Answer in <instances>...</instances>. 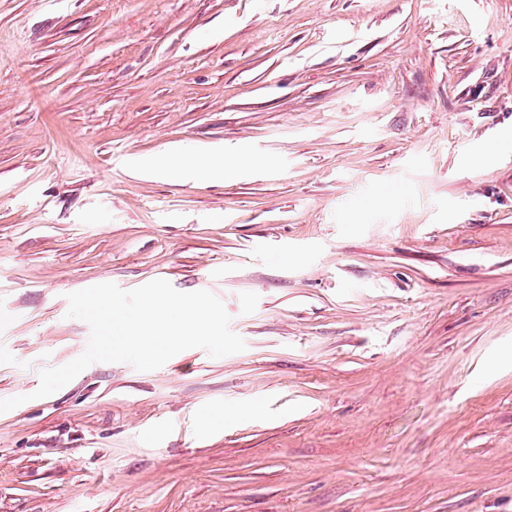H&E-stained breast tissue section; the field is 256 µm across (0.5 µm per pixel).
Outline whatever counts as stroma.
I'll return each instance as SVG.
<instances>
[{
  "label": "stroma",
  "instance_id": "obj_1",
  "mask_svg": "<svg viewBox=\"0 0 512 512\" xmlns=\"http://www.w3.org/2000/svg\"><path fill=\"white\" fill-rule=\"evenodd\" d=\"M155 279L245 350L34 398ZM18 395L0 512H512V0H0Z\"/></svg>",
  "mask_w": 512,
  "mask_h": 512
}]
</instances>
